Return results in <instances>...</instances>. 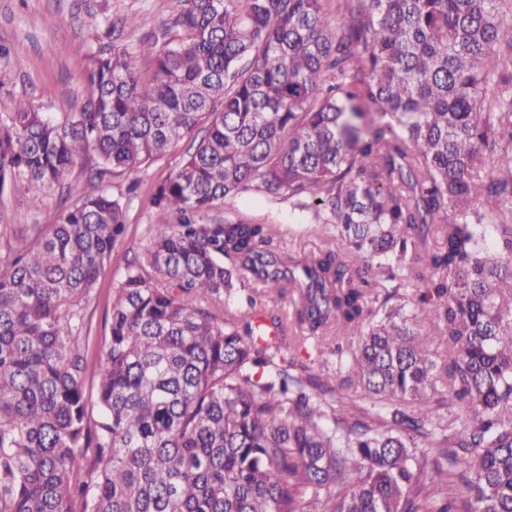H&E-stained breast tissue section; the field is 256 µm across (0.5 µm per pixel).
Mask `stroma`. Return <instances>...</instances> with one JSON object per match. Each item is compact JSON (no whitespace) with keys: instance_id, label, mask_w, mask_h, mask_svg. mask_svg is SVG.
<instances>
[{"instance_id":"35a3bbf8","label":"stroma","mask_w":512,"mask_h":512,"mask_svg":"<svg viewBox=\"0 0 512 512\" xmlns=\"http://www.w3.org/2000/svg\"><path fill=\"white\" fill-rule=\"evenodd\" d=\"M178 0H0V113L26 98L43 111L61 113L78 109L89 90L84 80L91 53L114 46L129 52L140 74H150L152 60L140 52L142 43H167L180 37L172 20ZM147 15L152 25H131V18ZM183 147L132 175H105L101 181L127 204L126 228L112 252V261L83 302L84 347L88 364H95L108 332L112 290L125 266L140 256L153 231L149 198L156 183L164 180L182 161ZM95 155L74 166L69 188H53L37 197L15 189L0 195V224L19 228L24 224H48L93 185ZM236 216L270 225L275 247L312 249L317 244L309 232L313 214L292 208L259 193H248L220 203L210 221Z\"/></svg>"}]
</instances>
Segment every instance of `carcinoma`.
I'll use <instances>...</instances> for the list:
<instances>
[{
	"instance_id": "1",
	"label": "carcinoma",
	"mask_w": 512,
	"mask_h": 512,
	"mask_svg": "<svg viewBox=\"0 0 512 512\" xmlns=\"http://www.w3.org/2000/svg\"><path fill=\"white\" fill-rule=\"evenodd\" d=\"M179 4L149 75L99 51L79 110L0 115V195L191 139L94 369L122 198L0 244V512H512V0ZM249 191L334 234L206 222Z\"/></svg>"
}]
</instances>
